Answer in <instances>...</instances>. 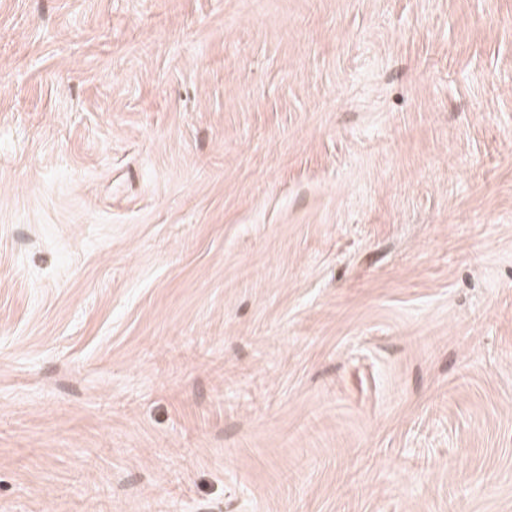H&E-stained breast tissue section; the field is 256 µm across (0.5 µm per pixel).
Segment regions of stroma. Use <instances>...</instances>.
<instances>
[{"instance_id":"1","label":"stroma","mask_w":512,"mask_h":512,"mask_svg":"<svg viewBox=\"0 0 512 512\" xmlns=\"http://www.w3.org/2000/svg\"><path fill=\"white\" fill-rule=\"evenodd\" d=\"M0 512H512V0H0Z\"/></svg>"}]
</instances>
